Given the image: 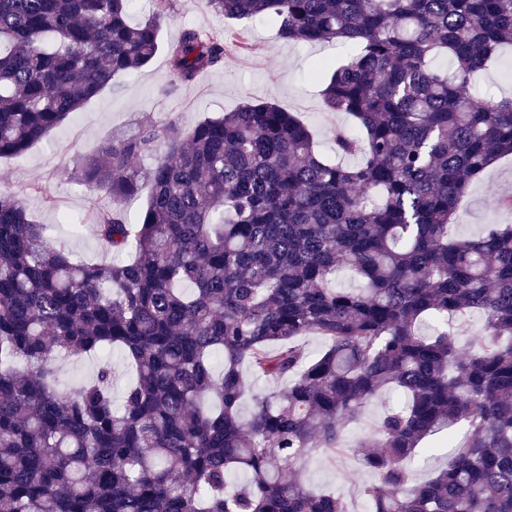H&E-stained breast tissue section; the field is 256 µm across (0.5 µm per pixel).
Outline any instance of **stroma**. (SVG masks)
<instances>
[{
  "mask_svg": "<svg viewBox=\"0 0 512 512\" xmlns=\"http://www.w3.org/2000/svg\"><path fill=\"white\" fill-rule=\"evenodd\" d=\"M188 26L223 39L224 65L204 72L193 84L176 87L164 47L177 41ZM234 31L247 33L251 51H242L229 41ZM161 42L162 50L148 65L118 79L28 151L0 158V192L21 198L36 223L48 225L50 240L66 241L78 258L96 262L113 259L93 228L96 209L108 207L109 198L90 191L71 176L85 156L110 135L132 133L145 125L156 129L154 152L137 162L146 172L164 156L167 138L174 130L233 111L253 98L297 115L329 156L334 153V130L351 122L348 115L324 111L321 84L309 77L319 60L340 64L345 54L339 49L285 43L277 38L271 23L223 19L209 10L204 0H172L161 22ZM36 184L45 186L48 196L33 193ZM503 195H512V157L498 161L471 183L454 233L473 236L485 224L512 225V211L495 203ZM391 403L387 394L373 398L361 420L347 426L346 449L337 457L317 451L305 459V478L311 489L341 490L352 512H367L361 490L372 475L363 468L356 445L368 436L371 425Z\"/></svg>",
  "mask_w": 512,
  "mask_h": 512,
  "instance_id": "obj_1",
  "label": "stroma"
}]
</instances>
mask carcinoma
<instances>
[{
    "instance_id": "cac0c4a2",
    "label": "carcinoma",
    "mask_w": 512,
    "mask_h": 512,
    "mask_svg": "<svg viewBox=\"0 0 512 512\" xmlns=\"http://www.w3.org/2000/svg\"><path fill=\"white\" fill-rule=\"evenodd\" d=\"M170 2L134 23L131 0H0V157L146 66ZM205 4L290 44L361 47L319 70L324 111L352 120L336 152L355 163L251 100L168 138L130 224L156 133L106 138L74 178L111 198L94 227L121 263L77 259L0 194V512H350L306 487L302 461L343 452L385 390L405 401L358 444L369 512H512V226L451 231L470 182L512 155V97L473 85L512 44V0ZM167 53L184 85L224 65V42L194 27ZM342 268L365 287H335ZM472 313L484 329L462 356L448 319ZM307 333L326 340L313 358ZM112 348L136 371L120 405L106 362L60 390L58 358ZM244 363L288 386L253 392ZM462 421L447 465L412 482L420 442Z\"/></svg>"
}]
</instances>
